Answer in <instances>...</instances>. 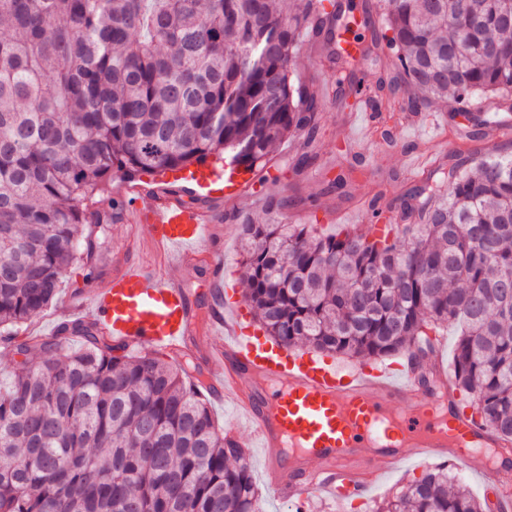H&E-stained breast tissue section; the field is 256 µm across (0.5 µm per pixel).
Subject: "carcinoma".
<instances>
[{"mask_svg": "<svg viewBox=\"0 0 512 512\" xmlns=\"http://www.w3.org/2000/svg\"><path fill=\"white\" fill-rule=\"evenodd\" d=\"M361 20L325 0H0V512H257L242 443L180 364L129 355L93 322L15 328L101 247L87 202L116 176L203 164L254 174L276 144L318 133V97L291 78L303 38L357 97L359 58L391 52L405 107L512 95V0H385ZM360 22V57L342 47ZM377 111L395 91L379 80ZM431 169L400 202L417 224H240L243 294L277 343L368 363L458 326L462 407L512 444V154ZM348 166L326 190L345 188ZM83 347H68L73 338ZM436 465L376 512H485Z\"/></svg>", "mask_w": 512, "mask_h": 512, "instance_id": "obj_1", "label": "carcinoma"}]
</instances>
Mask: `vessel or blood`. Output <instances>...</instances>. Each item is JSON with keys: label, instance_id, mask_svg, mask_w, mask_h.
Here are the masks:
<instances>
[{"label": "vessel or blood", "instance_id": "b4317fda", "mask_svg": "<svg viewBox=\"0 0 512 512\" xmlns=\"http://www.w3.org/2000/svg\"><path fill=\"white\" fill-rule=\"evenodd\" d=\"M183 178L189 190L209 191L221 174L203 168ZM130 216L179 262L191 259L207 241L209 225L218 221L214 212L167 192L135 197ZM210 275L231 320L224 325L223 343L209 352L208 386L216 399L236 397L248 415L280 499L312 492L360 498L384 472L409 461L447 453L468 463L485 449L501 447L491 430L459 409L443 370L429 371L410 355L350 368L332 355L271 342L250 324L234 285L225 284L223 254L212 255ZM77 309L90 311L115 342L171 352L194 333L199 316L190 295L163 268L137 263L127 264ZM247 380L281 385L274 407L260 394H243ZM407 400L415 403L411 414L397 413Z\"/></svg>", "mask_w": 512, "mask_h": 512}]
</instances>
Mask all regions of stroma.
Segmentation results:
<instances>
[{
  "mask_svg": "<svg viewBox=\"0 0 512 512\" xmlns=\"http://www.w3.org/2000/svg\"><path fill=\"white\" fill-rule=\"evenodd\" d=\"M296 80L320 93L319 130L313 145L315 163L303 173H294L292 157L305 152L302 139L292 137L275 146L264 180L251 184L233 198L204 194L200 205L223 212V223L214 225L212 238L201 246L194 260L185 265L171 264L169 276L179 281L196 299H204L208 289L205 270L213 251L224 253V275L234 285H241L245 274L242 243L237 216L260 220L269 216H287L289 223L312 224L326 234L336 233L344 224L369 217L375 198L392 204V221L409 223L410 218L396 203L400 194L420 179L409 164L417 155H426L429 165L448 161L458 149L457 130L467 128L463 117L454 115V103L448 102L432 111L396 113L387 123L365 120L362 113L337 105L333 96L324 95L325 87L336 82V65L320 45L304 39L298 52ZM354 147L362 155V170L345 194L325 192L324 186L336 176L340 153ZM105 243L97 251L92 273L72 268L52 305L34 323L36 332L50 335L63 322L75 289L92 293L113 277L124 264L139 262L155 265L161 252L148 239L140 225L127 217L114 215L105 225ZM256 484L261 493V512H351L348 502H336L325 494H313L303 501L280 502L274 495L264 466V450L249 449Z\"/></svg>",
  "mask_w": 512,
  "mask_h": 512,
  "instance_id": "stroma-1",
  "label": "stroma"
}]
</instances>
